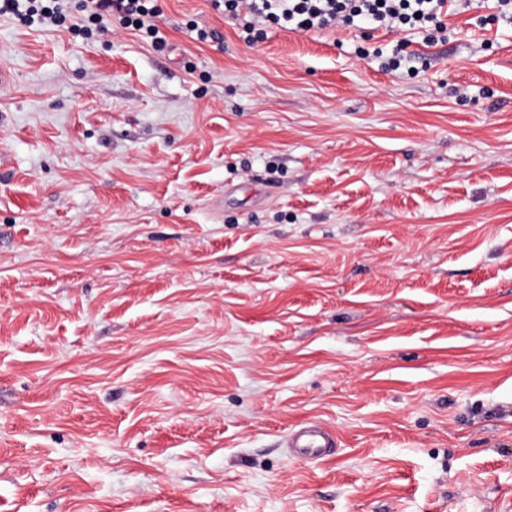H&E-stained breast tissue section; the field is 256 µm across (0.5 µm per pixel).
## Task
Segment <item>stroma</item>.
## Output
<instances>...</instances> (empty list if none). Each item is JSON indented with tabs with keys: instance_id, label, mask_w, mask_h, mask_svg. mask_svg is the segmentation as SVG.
<instances>
[{
	"instance_id": "stroma-1",
	"label": "stroma",
	"mask_w": 512,
	"mask_h": 512,
	"mask_svg": "<svg viewBox=\"0 0 512 512\" xmlns=\"http://www.w3.org/2000/svg\"><path fill=\"white\" fill-rule=\"evenodd\" d=\"M159 5L0 16V512H512V24ZM70 2H78L75 7L84 13L78 23L72 24V31H82L88 35H93L94 29L103 32L112 18V12H116L125 28L146 31L150 37L158 33L153 23L161 12L158 0H1L0 14H11L25 25L33 23L35 19L60 22L64 12L71 8ZM336 444L334 433L320 424H307L293 431L288 439L292 453L299 458L319 459Z\"/></svg>"
}]
</instances>
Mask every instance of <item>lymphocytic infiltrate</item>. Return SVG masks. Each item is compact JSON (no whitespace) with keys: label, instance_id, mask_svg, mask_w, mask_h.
Segmentation results:
<instances>
[{"label":"lymphocytic infiltrate","instance_id":"lymphocytic-infiltrate-1","mask_svg":"<svg viewBox=\"0 0 512 512\" xmlns=\"http://www.w3.org/2000/svg\"><path fill=\"white\" fill-rule=\"evenodd\" d=\"M447 4L448 0H224L223 7L225 15L243 18L242 29L248 34L266 23L296 33L360 23L390 29L430 25L441 34L447 29L442 19ZM73 5L81 13L76 31L105 30L116 16L124 27L157 33L158 0H0V14H11L26 25L37 20L57 22Z\"/></svg>","mask_w":512,"mask_h":512}]
</instances>
